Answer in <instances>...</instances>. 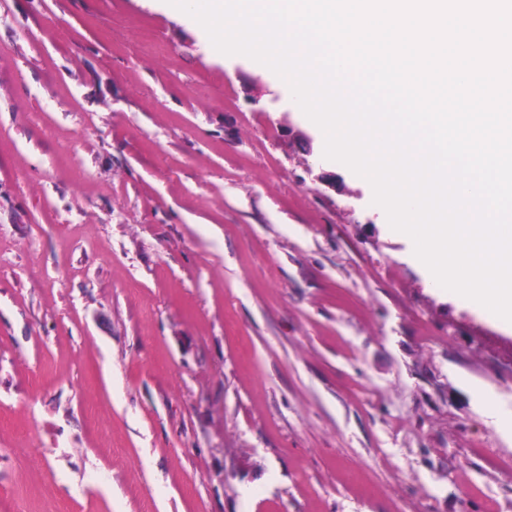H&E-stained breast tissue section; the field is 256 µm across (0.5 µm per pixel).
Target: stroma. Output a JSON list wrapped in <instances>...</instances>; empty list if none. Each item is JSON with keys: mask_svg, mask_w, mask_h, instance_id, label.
<instances>
[{"mask_svg": "<svg viewBox=\"0 0 512 512\" xmlns=\"http://www.w3.org/2000/svg\"><path fill=\"white\" fill-rule=\"evenodd\" d=\"M323 151L148 0H0V512H512V331ZM482 407L485 415L492 420L494 427L502 433L512 434V415H503L497 401L488 394L482 397Z\"/></svg>", "mask_w": 512, "mask_h": 512, "instance_id": "stroma-1", "label": "stroma"}]
</instances>
